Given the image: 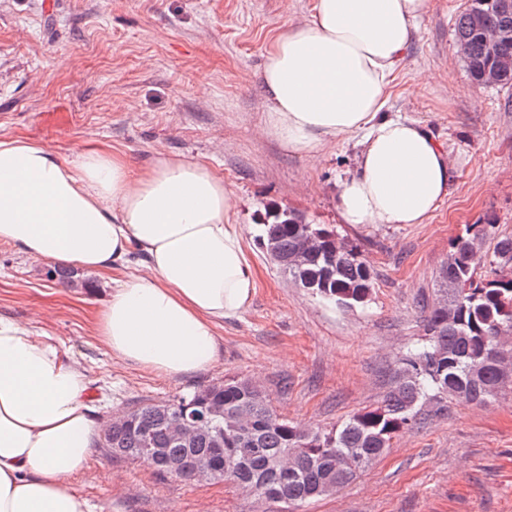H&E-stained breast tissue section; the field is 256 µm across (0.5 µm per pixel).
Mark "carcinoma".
<instances>
[{
  "instance_id": "cac0c4a2",
  "label": "carcinoma",
  "mask_w": 512,
  "mask_h": 512,
  "mask_svg": "<svg viewBox=\"0 0 512 512\" xmlns=\"http://www.w3.org/2000/svg\"><path fill=\"white\" fill-rule=\"evenodd\" d=\"M485 0H467L454 21L456 41L469 46L465 61L471 79L484 84V75L492 67L494 54L486 46L483 28L499 27L509 33L498 51H512V8L488 10ZM310 230L324 236L321 249L309 255L307 264L290 269L292 281L327 278V287L318 296L337 307L353 308L365 303L374 287L373 276L363 271L367 261L357 247L345 243L340 249L332 237L336 232L323 224ZM275 240L282 253L292 255L304 250L303 229L297 218L279 217L262 223L259 240ZM495 241L487 263L494 278L478 275L477 251L487 240ZM443 291L458 304L456 317L446 318L432 306L425 318V342L402 359L401 376L381 405L353 414L332 431L301 429L277 414L262 393L244 380L226 379L223 385L197 389L171 403L145 404L132 411L133 423L114 424L105 437L106 454L114 460H141L157 473L168 474L167 464L175 462L174 477L193 480L199 458L208 456L216 467L214 479H222L225 463H236L234 480L249 486L266 502L302 504L321 497L318 489L336 468V458L349 460L354 469L343 479L348 483L380 457L392 440L421 420L423 407L441 404L448 396L469 403H484L512 382V348L499 344L496 337L512 330V236L500 235L494 224H473L466 235L451 242L448 265L442 270ZM206 401L224 405V412L244 411L251 416L252 427L246 436L224 437V446L213 443L219 423L200 424L193 442L182 445L172 441L168 428L174 413ZM159 452L158 459L146 455L143 435ZM297 451L295 469L282 472L276 466L284 453Z\"/></svg>"
}]
</instances>
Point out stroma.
<instances>
[{"instance_id": "obj_1", "label": "stroma", "mask_w": 512, "mask_h": 512, "mask_svg": "<svg viewBox=\"0 0 512 512\" xmlns=\"http://www.w3.org/2000/svg\"><path fill=\"white\" fill-rule=\"evenodd\" d=\"M434 0L389 90L386 110L426 123L448 151V195L429 223L360 229L337 212L355 169L350 139L310 160L264 133L266 48L313 0H0V136L43 144L70 161L91 149L142 170L166 155L205 164L239 199L258 268L249 307L225 320L217 361L180 376L112 357L94 332L110 278L52 267L0 244V319L50 336L88 380L98 424L226 379H244L294 425L331 430L376 407L424 335L449 244L467 225L512 236V88L473 83L452 15ZM434 72L412 87L418 70ZM335 229L367 260L374 288L351 309L295 287L270 261L260 224L274 208ZM95 512H512V389L484 404L449 398L398 435L350 483L284 507L224 482H185L95 448L72 479Z\"/></svg>"}]
</instances>
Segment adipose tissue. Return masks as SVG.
Returning a JSON list of instances; mask_svg holds the SVG:
<instances>
[{"mask_svg":"<svg viewBox=\"0 0 512 512\" xmlns=\"http://www.w3.org/2000/svg\"><path fill=\"white\" fill-rule=\"evenodd\" d=\"M433 0H314L266 51L265 130L284 150L319 156L357 139L338 214L353 227L425 224L448 194V153L423 123L385 111ZM222 177L159 156L132 173L91 149L69 163L43 145L0 137V242L28 257L108 275L131 253L145 273L116 280L95 333L113 356L178 376L217 360L219 328L257 287ZM88 382L49 337L0 320V512H93L71 483L100 433Z\"/></svg>","mask_w":512,"mask_h":512,"instance_id":"1","label":"adipose tissue"}]
</instances>
